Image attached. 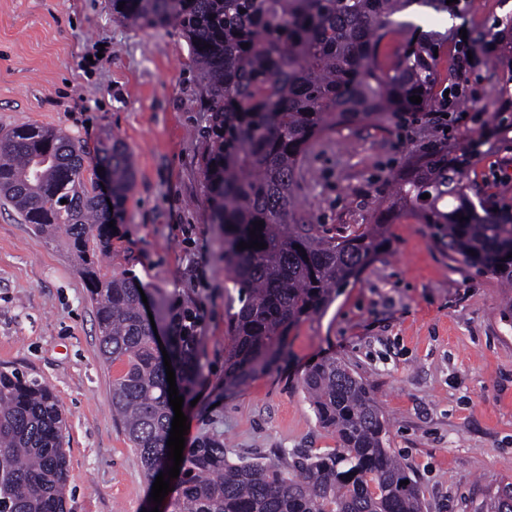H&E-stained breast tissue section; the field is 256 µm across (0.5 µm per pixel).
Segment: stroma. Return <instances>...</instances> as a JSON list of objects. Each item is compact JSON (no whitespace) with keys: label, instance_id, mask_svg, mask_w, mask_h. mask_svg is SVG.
Here are the masks:
<instances>
[{"label":"stroma","instance_id":"stroma-1","mask_svg":"<svg viewBox=\"0 0 512 512\" xmlns=\"http://www.w3.org/2000/svg\"><path fill=\"white\" fill-rule=\"evenodd\" d=\"M391 44L436 35L441 94L466 41L474 63L459 89L474 106L447 125L426 117L386 131H336L312 156L301 211L338 228L373 222L392 168L442 140L486 137L492 150L468 177L512 209V0L413 7ZM497 64L488 67L486 55ZM210 115L176 28L142 29L112 17L110 0H0V133L22 124L65 131L96 152L110 136L130 147L137 181L102 274L125 271L200 317L208 369L197 404H183L186 444L223 438L228 458L330 452L300 380L312 358L336 356L373 391L387 445L417 481L424 512H478L512 483V323L499 281L450 260L414 218L389 226L391 248L342 289L326 314L301 323L271 371L224 387L227 312L237 290L224 273V234L204 196L201 155ZM0 370L47 384L66 418V512H151L138 454L112 417L124 367L99 351L95 305L74 256L0 204Z\"/></svg>","mask_w":512,"mask_h":512}]
</instances>
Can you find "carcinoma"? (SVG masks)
I'll return each instance as SVG.
<instances>
[{"instance_id":"carcinoma-1","label":"carcinoma","mask_w":512,"mask_h":512,"mask_svg":"<svg viewBox=\"0 0 512 512\" xmlns=\"http://www.w3.org/2000/svg\"><path fill=\"white\" fill-rule=\"evenodd\" d=\"M111 3L115 19L181 31L210 112L201 157L206 199L213 223L224 230V272L239 302L228 319L224 387L244 384L285 356L290 332L324 314L341 289L388 252L393 217L416 218L449 258L512 286V217L469 196L465 167L478 160L475 147L445 144L391 170L394 192L380 201L372 224L331 235L298 209L308 158L336 129L373 121L389 130L401 114L428 108L438 80L433 41L401 54L387 52V45L410 26L399 17L411 6L441 11L446 0ZM413 95L422 102H411ZM89 161L109 168L116 218L136 182L132 152L117 136L91 157L60 129L13 128L0 136V201L38 233L64 234L61 243L77 257L95 304L100 353L125 366L112 382V412L151 486L173 465L167 458L173 409L152 325L167 334L185 396L205 376L198 319L190 309L173 312L160 290L133 276L101 275L97 257L112 251L113 229L97 184L83 177ZM425 193L430 198L423 200ZM259 220L264 227L256 235L267 247L238 248L251 241ZM144 294L153 301L151 320L141 310ZM301 387L336 448L288 462L283 452L231 462L224 440L204 437L183 450L170 512H423L417 482L386 447L388 422L370 388L334 356L311 366ZM65 428L47 386L0 371V512H66ZM481 512H512V484L489 497Z\"/></svg>"}]
</instances>
